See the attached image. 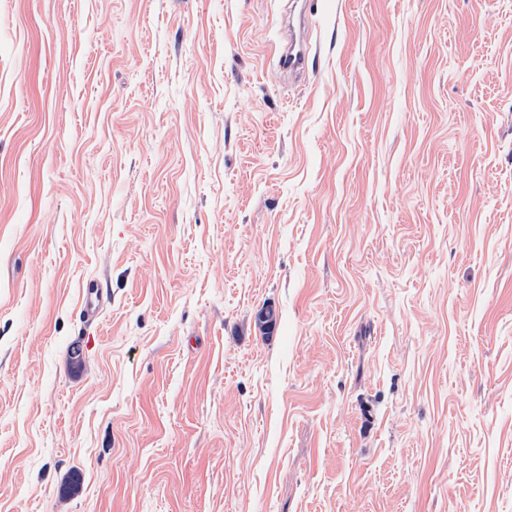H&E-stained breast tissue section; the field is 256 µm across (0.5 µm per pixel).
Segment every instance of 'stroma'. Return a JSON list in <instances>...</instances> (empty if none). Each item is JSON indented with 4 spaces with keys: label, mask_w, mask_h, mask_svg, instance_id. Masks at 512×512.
Returning a JSON list of instances; mask_svg holds the SVG:
<instances>
[{
    "label": "stroma",
    "mask_w": 512,
    "mask_h": 512,
    "mask_svg": "<svg viewBox=\"0 0 512 512\" xmlns=\"http://www.w3.org/2000/svg\"><path fill=\"white\" fill-rule=\"evenodd\" d=\"M315 7L0 0V512H512V0ZM307 55L300 32H297L290 18L288 26L282 28L279 46V66L288 74L303 73ZM83 288L85 289L82 311L86 322L93 323L100 317L104 306L110 299L104 298L102 289L98 288L94 281H88Z\"/></svg>",
    "instance_id": "1"
}]
</instances>
